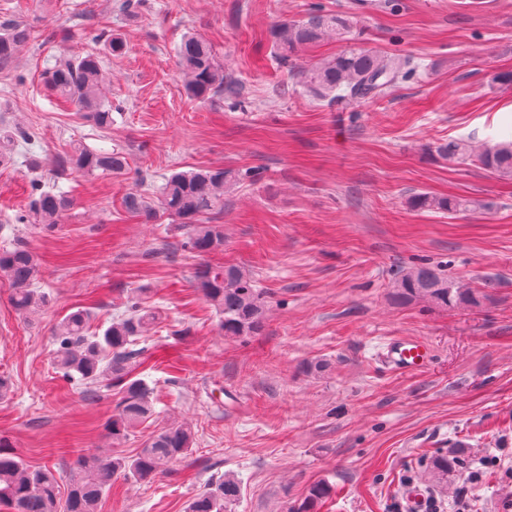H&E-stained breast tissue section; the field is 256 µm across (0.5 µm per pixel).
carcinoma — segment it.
I'll use <instances>...</instances> for the list:
<instances>
[{
	"mask_svg": "<svg viewBox=\"0 0 512 512\" xmlns=\"http://www.w3.org/2000/svg\"><path fill=\"white\" fill-rule=\"evenodd\" d=\"M362 31L352 12L329 13L311 10L299 21L285 20L271 32L277 56L285 61L303 48L328 39L347 43L335 56L303 67L297 72L311 96L318 101L338 99L354 101L379 98L389 89L409 79L416 66L407 58L383 55L361 46ZM30 28L21 22L5 19L0 24V65L11 64L31 41ZM98 41L103 51L119 54L125 43L116 34L102 33ZM177 62L187 94L205 100L219 94L236 96L238 88L224 77V66L216 60L205 40L186 36L177 47ZM47 83L59 98L86 113L100 129L112 126V104L106 100L107 75L102 55L87 51L57 62L48 72ZM435 156L455 163L470 159L504 179H512V143L477 148L464 139H450L434 147ZM59 173L75 170L85 174L126 171L124 156L113 151H91L73 146L56 161ZM235 175L222 168H206L172 174L158 200L162 212L175 217L187 227L184 247L205 257L224 247V231L219 224H204L202 218L224 207V189ZM408 205L416 211L455 214L471 207V202L453 196L415 192ZM73 206L64 191L32 183L28 215L24 220L46 230L62 223ZM124 206L131 214L150 221L156 211L130 194ZM38 259L23 246L0 252V276L11 287V301L19 313L31 317L46 305V297L36 287ZM197 285L203 296L220 315V328L231 337L252 336L264 325V301L253 277L245 270L229 266L203 265L197 271ZM392 298L400 304L425 300L448 309L459 305L479 307L483 295L473 288H461L448 281L442 270L423 263L402 268L392 283ZM90 313L78 309L66 316L54 332L53 362L62 377L81 384H92L110 377L109 386L120 387L121 397L105 429L114 441L124 439L130 431L152 415L150 389L140 379L131 377L137 352L131 342L143 335L152 316L138 305L129 314L112 323L101 334H89ZM194 435L185 424L174 423L161 428L138 455H84L69 468L54 471L28 467L7 440L0 438V506L9 512H98L99 502L112 486V480L147 483L173 471L191 453ZM456 457L437 453L426 462L429 479L437 486L448 483V473L458 466ZM68 481L65 500L59 498V481ZM332 493L325 481L313 483L305 498L289 512H317L318 505ZM241 494V481L232 472L210 478L196 493L186 512H226Z\"/></svg>",
	"mask_w": 512,
	"mask_h": 512,
	"instance_id": "1",
	"label": "carcinoma"
}]
</instances>
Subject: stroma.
<instances>
[{
	"label": "stroma",
	"mask_w": 512,
	"mask_h": 512,
	"mask_svg": "<svg viewBox=\"0 0 512 512\" xmlns=\"http://www.w3.org/2000/svg\"><path fill=\"white\" fill-rule=\"evenodd\" d=\"M0 0V19L34 38L0 67V136L25 127L0 164V250L39 259L48 303L28 319L0 277V437L32 467L64 468L93 453L137 454L158 428L196 434L192 455L150 484L114 480L99 512H185L212 475L235 473L230 512H285L328 482L320 512H406L412 486L439 512H512V180L473 164L448 165L430 148L451 138L512 141V0ZM315 5L354 13L366 45L423 65L385 95L356 104L316 102L299 64L340 51L327 41L299 59L273 56L270 28ZM122 36L104 58L112 127L96 128L44 84L55 60ZM211 44L237 97L188 96L175 49L186 34ZM122 152L124 176H58L71 145ZM221 167L236 181L207 221L224 228L214 263L251 273L267 305L262 330L232 338L196 284L202 260L168 216L144 224L126 213L130 192L157 205L176 172ZM68 192L64 223L22 222L30 184ZM418 191L478 202L448 215L412 210ZM424 261L479 289L477 308L395 304L399 269ZM150 310L135 377L154 391V414L116 443L104 425L118 400L106 383L88 399L53 364V330L90 309L103 332L131 304ZM396 337L421 339L430 364L399 373L381 359ZM454 452L444 493L423 477L426 460Z\"/></svg>",
	"instance_id": "35a3bbf8"
}]
</instances>
